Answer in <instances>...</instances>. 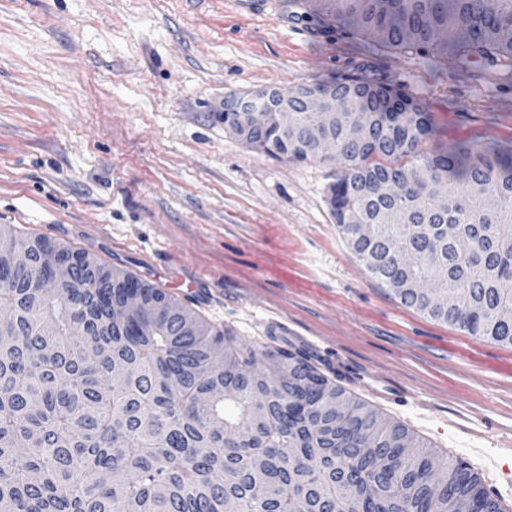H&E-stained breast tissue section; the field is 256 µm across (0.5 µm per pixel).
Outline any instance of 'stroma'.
Instances as JSON below:
<instances>
[{"mask_svg": "<svg viewBox=\"0 0 512 512\" xmlns=\"http://www.w3.org/2000/svg\"><path fill=\"white\" fill-rule=\"evenodd\" d=\"M339 75L420 99L434 127L422 151L512 146V78L381 46L288 0H0V224L169 289L257 351L305 353L493 489L512 472V347L403 307L336 224L337 167L274 158L207 110Z\"/></svg>", "mask_w": 512, "mask_h": 512, "instance_id": "35a3bbf8", "label": "stroma"}]
</instances>
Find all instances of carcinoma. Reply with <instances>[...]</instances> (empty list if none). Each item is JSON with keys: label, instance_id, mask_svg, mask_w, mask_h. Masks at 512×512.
<instances>
[{"label": "carcinoma", "instance_id": "obj_1", "mask_svg": "<svg viewBox=\"0 0 512 512\" xmlns=\"http://www.w3.org/2000/svg\"><path fill=\"white\" fill-rule=\"evenodd\" d=\"M322 16L348 22L388 47L431 58L451 53L512 76V0H319ZM336 86L347 107L371 115L368 136L336 125L339 176L328 191L336 224L367 271L400 304L512 346V322L497 310L512 301V146L454 143L432 154L421 101L401 85L345 76L305 86ZM307 133L316 115L293 98ZM249 145L290 161L327 160L306 138L286 141L270 119ZM412 157L417 165L401 163ZM421 168L398 201L372 200L382 179ZM441 197L447 206L434 210ZM365 211L376 241L348 223ZM455 224L466 240L448 239ZM75 253L76 287L30 284L48 249ZM25 250L30 266L10 272ZM410 250L402 269L397 253ZM0 512H448V498L504 512L461 462L442 461L403 425L353 398L293 351L258 353L228 329L130 272L82 250L0 225ZM433 280L469 299L461 311L428 309L411 284ZM143 292L140 319L112 321V305ZM194 318L199 336L182 331ZM263 418L255 431L254 411Z\"/></svg>", "mask_w": 512, "mask_h": 512}]
</instances>
